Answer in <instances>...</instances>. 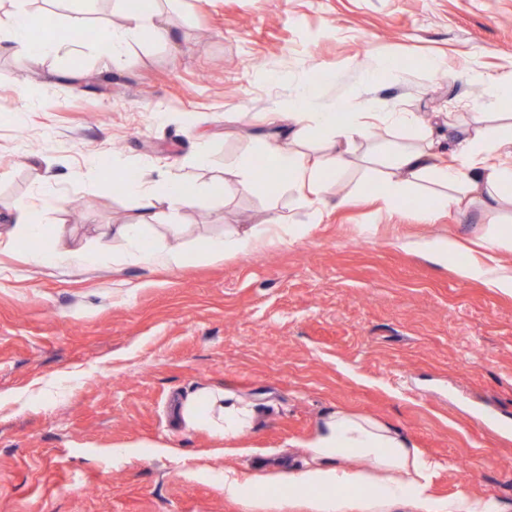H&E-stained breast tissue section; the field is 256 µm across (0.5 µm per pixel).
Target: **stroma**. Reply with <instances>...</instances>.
Segmentation results:
<instances>
[{"instance_id": "stroma-1", "label": "stroma", "mask_w": 512, "mask_h": 512, "mask_svg": "<svg viewBox=\"0 0 512 512\" xmlns=\"http://www.w3.org/2000/svg\"><path fill=\"white\" fill-rule=\"evenodd\" d=\"M0 5L40 15L34 41L67 44L36 61L0 51V231L18 228L13 201L60 199L40 217L62 254L44 266L0 244V512H313L288 494L229 499L224 474L301 463L336 408L435 459L432 497L512 512V294L432 251L512 225L511 207L478 196L427 222L426 178L373 221L381 174L359 141L301 238L167 269L112 234L139 214L120 180L154 160L203 193L177 213L157 202L159 247L191 251L275 211L304 220L294 193L242 191L224 160H258L306 85L315 112H444L472 135L512 125L496 85L512 75V0H162L172 42L140 30L119 68L80 36L124 26L115 0ZM388 50L401 62L373 82ZM91 250L97 265L73 257ZM199 387L252 403L253 427L233 441L185 428L178 405Z\"/></svg>"}]
</instances>
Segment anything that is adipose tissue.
I'll return each instance as SVG.
<instances>
[{"label": "adipose tissue", "instance_id": "adipose-tissue-1", "mask_svg": "<svg viewBox=\"0 0 512 512\" xmlns=\"http://www.w3.org/2000/svg\"><path fill=\"white\" fill-rule=\"evenodd\" d=\"M126 25L123 30H103L100 46L110 54L114 63H121L126 52L129 34L143 26H151L155 35L170 40L158 0H117ZM34 14L0 13V50L31 57L46 55L59 48L56 40L33 45L29 31L35 26ZM310 88H303L293 101L289 119L294 129L281 141H269L264 155L275 174L268 184L269 190L279 191L283 182L278 173L288 175L286 183L309 192L314 209L310 222L318 223L322 214L324 195L346 166V155L355 140L370 142L369 162L386 168L381 179L378 199L382 211H391L401 195L423 177H431L442 186L436 201L425 210L426 217L436 212L463 210L466 196L487 194L493 201H512V132L497 134L486 132L472 140L453 141L451 134L436 127H428L421 147L380 144L374 140L379 124L412 125L416 118L410 113L358 112L347 116L337 109L324 112L311 111ZM334 134L336 152L320 158H310L299 150L303 129L308 126ZM124 191L137 200L144 216L150 215L156 198H164L169 208L189 209L199 197L197 187L170 173L157 186L137 180L125 184ZM22 225L20 238L35 243L32 260L40 265L57 263L61 255L47 224L27 200L14 203ZM309 224L291 225L279 216H271L268 223L259 224L245 232L225 231L220 238L201 239L195 250L177 248L159 249L149 241L143 220L119 225L118 237L126 241L132 257L143 265L181 268L195 259H207L219 254H247L258 251L290 237L304 234ZM484 247L481 255H468L459 265L461 275L477 279L490 287L512 292V267L495 259V252L512 251V227L489 226L481 237ZM181 417L187 427L204 428L224 439L238 438L249 430L256 419V411L249 404L232 398L221 390L202 388L187 396L181 408ZM308 457L301 466L285 473L257 474L241 478L225 474L224 493L228 497L253 503L255 490L261 486L287 484L292 497L313 495L316 512H336V489L367 493L374 501L410 499L417 502L423 512H495L493 505L469 494H459L449 502H439L429 495V478L435 468L401 432L373 419L343 410L325 414L311 440ZM365 461L362 469H348L344 460Z\"/></svg>", "mask_w": 512, "mask_h": 512}]
</instances>
